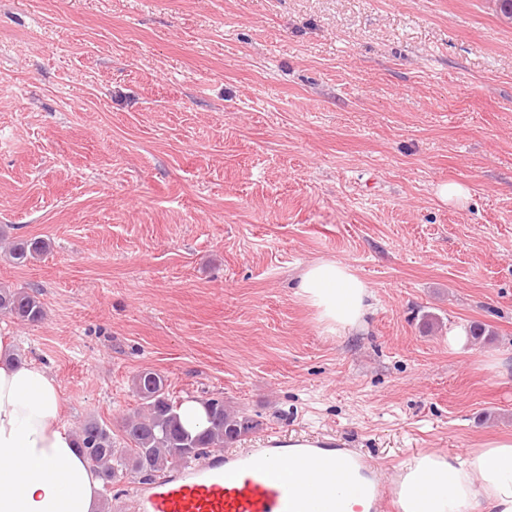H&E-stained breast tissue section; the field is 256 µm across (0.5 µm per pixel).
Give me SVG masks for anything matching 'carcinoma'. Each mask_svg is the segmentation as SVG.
<instances>
[{
  "mask_svg": "<svg viewBox=\"0 0 512 512\" xmlns=\"http://www.w3.org/2000/svg\"><path fill=\"white\" fill-rule=\"evenodd\" d=\"M49 250L50 242L45 239L20 238L12 242L9 254L23 263ZM0 313L27 323H38L45 315L36 293L2 287ZM133 388L143 401V409L123 421L125 445L117 444L116 438L93 420L83 423L76 432L81 458L106 484L127 470L154 477L174 464L191 463L213 449L236 443L259 426V421L246 412L224 404L222 399L208 398L204 400L209 410L207 426L193 434L181 426L177 405L161 376L142 372L134 378Z\"/></svg>",
  "mask_w": 512,
  "mask_h": 512,
  "instance_id": "carcinoma-1",
  "label": "carcinoma"
}]
</instances>
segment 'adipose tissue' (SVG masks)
Instances as JSON below:
<instances>
[{
  "label": "adipose tissue",
  "mask_w": 512,
  "mask_h": 512,
  "mask_svg": "<svg viewBox=\"0 0 512 512\" xmlns=\"http://www.w3.org/2000/svg\"><path fill=\"white\" fill-rule=\"evenodd\" d=\"M296 294L336 334L360 329L371 308L369 284L334 260L303 268ZM62 409L45 368L0 362V512H98L100 478ZM397 484L402 512H512V437L460 455L418 454Z\"/></svg>",
  "instance_id": "adipose-tissue-1"
}]
</instances>
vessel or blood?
<instances>
[{"label": "vessel or blood", "mask_w": 512, "mask_h": 512, "mask_svg": "<svg viewBox=\"0 0 512 512\" xmlns=\"http://www.w3.org/2000/svg\"><path fill=\"white\" fill-rule=\"evenodd\" d=\"M314 462L357 474L374 489L369 512H384L396 494L384 476L355 450L334 448L319 438L267 435L259 446L217 450L194 464H178L164 474L138 481L133 512H336V496L324 489L311 499L298 491L296 466Z\"/></svg>", "instance_id": "1"}]
</instances>
